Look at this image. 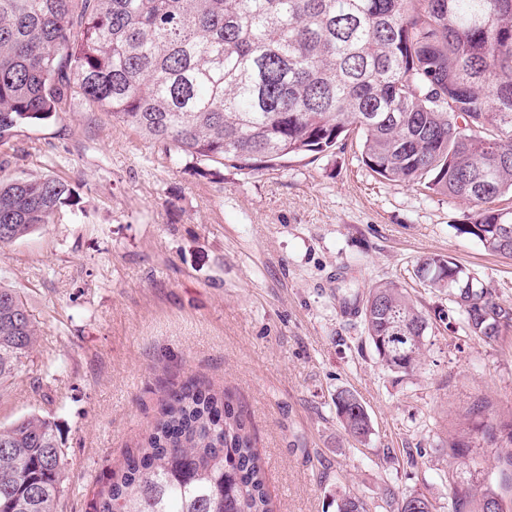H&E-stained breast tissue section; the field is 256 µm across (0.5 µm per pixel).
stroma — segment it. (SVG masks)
I'll use <instances>...</instances> for the list:
<instances>
[{
	"mask_svg": "<svg viewBox=\"0 0 512 512\" xmlns=\"http://www.w3.org/2000/svg\"><path fill=\"white\" fill-rule=\"evenodd\" d=\"M356 137L328 155L251 170L194 163L77 103L0 145L10 169L66 180L78 207L0 247V282L25 296L31 358L0 388V425L49 417L66 460L58 512H93L110 471L189 378L226 392L257 434L275 512H336L385 487L448 512L488 483L512 512V259L459 234L471 204L378 178ZM449 256L504 317L472 336L449 288L416 275ZM406 288L429 320L420 369L383 366L360 314L370 288ZM353 391L372 434L334 404ZM469 445L466 458L450 446ZM336 412L345 433L358 442L366 441L372 434L370 417L350 390H342L336 395Z\"/></svg>",
	"mask_w": 512,
	"mask_h": 512,
	"instance_id": "stroma-1",
	"label": "stroma"
}]
</instances>
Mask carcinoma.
<instances>
[{
    "mask_svg": "<svg viewBox=\"0 0 512 512\" xmlns=\"http://www.w3.org/2000/svg\"><path fill=\"white\" fill-rule=\"evenodd\" d=\"M179 156L234 167L280 166L331 153L351 134L380 178L473 204L458 227L512 257V0H0V144L67 100ZM0 160V245L51 223L79 200L56 177L8 176ZM418 277L457 291L471 332L498 335L496 306L450 257ZM367 337L409 375L428 320L393 281L370 289ZM20 292L0 282V387L37 343ZM345 433L372 434L349 390L336 395ZM56 425L31 413L0 427V512H56L65 458ZM390 512H435L423 494L386 488ZM487 486L474 509L503 512ZM93 512H273L251 421L225 394L189 381L95 499ZM336 512H367L343 495Z\"/></svg>",
    "mask_w": 512,
    "mask_h": 512,
    "instance_id": "carcinoma-1",
    "label": "carcinoma"
}]
</instances>
